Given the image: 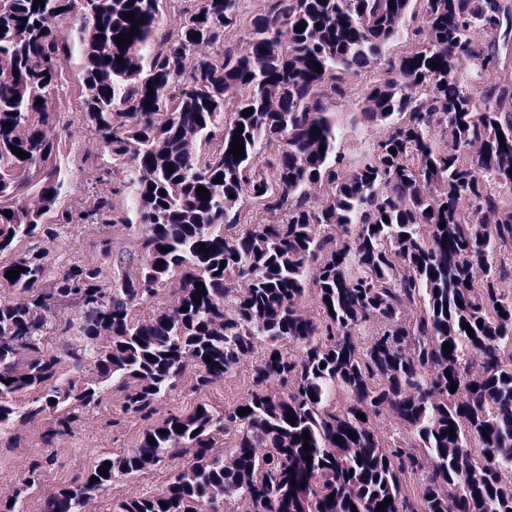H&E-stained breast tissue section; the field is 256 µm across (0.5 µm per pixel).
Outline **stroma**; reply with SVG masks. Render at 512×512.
<instances>
[{"mask_svg":"<svg viewBox=\"0 0 512 512\" xmlns=\"http://www.w3.org/2000/svg\"><path fill=\"white\" fill-rule=\"evenodd\" d=\"M385 63H377L361 72L349 73L344 77L346 97L330 100L345 134L338 143V150L347 164L357 165L365 157L373 141L381 136L377 126H351L350 117L361 102L366 90L382 79ZM65 103L71 113V126L61 143L60 151L65 159L76 162L82 159L95 165H103V155L98 138L83 124L77 66H69L63 82ZM112 241V253L107 262L114 277H121L137 271L142 256V231L136 224H82L61 231L56 240L37 241L36 247L42 254V261L50 273L98 258L96 245L100 239ZM252 364L244 362L226 373L223 380L211 387L194 391L191 376H184L180 384L156 403L158 417L190 411L198 403L214 407H228L248 398L253 385ZM52 424L48 415L16 420L10 430L15 445L0 447V472H6V479H0V502L13 499L18 478L27 472L33 460H41L40 482L33 494L45 498L57 488L72 484L93 464L96 457L107 453H120L132 448L143 424L139 419L121 411L119 394H112L98 409L90 411L72 426L69 435L64 436L60 447L45 448L40 437ZM162 487V478L154 472H147L135 480L120 479L104 492H91L84 498L82 512H102L104 504L125 498L134 493H157Z\"/></svg>","mask_w":512,"mask_h":512,"instance_id":"35a3bbf8","label":"stroma"}]
</instances>
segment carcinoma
I'll use <instances>...</instances> for the list:
<instances>
[{"mask_svg": "<svg viewBox=\"0 0 512 512\" xmlns=\"http://www.w3.org/2000/svg\"><path fill=\"white\" fill-rule=\"evenodd\" d=\"M195 2L172 18L163 0H0V256L11 255L0 285L14 295L0 299V436L49 414L41 444L54 448L114 391L123 413L148 422L134 447L49 494L44 512H82L87 492L149 469L165 472L161 490L110 512H376L387 497L382 512L512 510V86L491 82L478 101L459 70L464 60L492 70L512 0H419L416 49L388 60L351 115L383 129L352 170L319 88L343 97L341 75L386 57L414 0H264L243 52L225 42L240 0ZM202 46L215 55L187 66ZM76 55L87 128L112 162L96 168L92 211L60 206L71 175L57 160L60 88ZM118 170L130 205L113 201ZM247 201L276 220L245 223ZM79 224L142 226L139 270L114 280L91 262L50 275L32 244ZM170 285L175 304L138 318ZM308 296L320 317L304 310ZM68 303L83 311L81 343L61 354L46 333L68 334L50 321ZM246 359L242 403L153 420L188 370L201 391ZM385 414L410 440L385 448L371 427ZM41 472L32 463L0 512H25Z\"/></svg>", "mask_w": 512, "mask_h": 512, "instance_id": "1", "label": "carcinoma"}]
</instances>
